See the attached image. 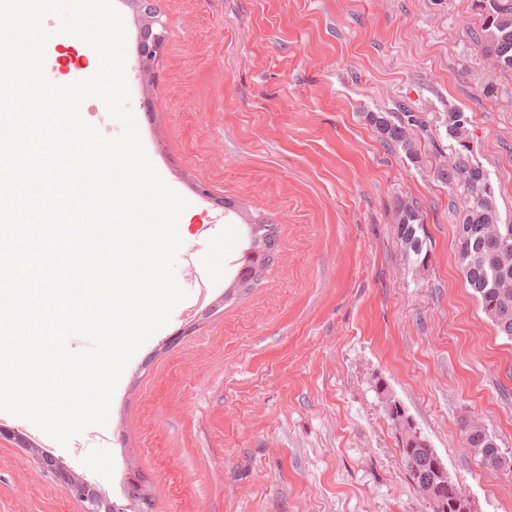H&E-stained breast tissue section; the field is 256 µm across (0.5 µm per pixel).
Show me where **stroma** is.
Returning a JSON list of instances; mask_svg holds the SVG:
<instances>
[{"mask_svg": "<svg viewBox=\"0 0 512 512\" xmlns=\"http://www.w3.org/2000/svg\"><path fill=\"white\" fill-rule=\"evenodd\" d=\"M114 4L144 147L188 200L183 244L200 246L215 286L136 352L99 435L63 446L0 414V512H84L59 468L120 507L137 491L153 512H430L390 400L471 512H512V474L484 466L459 431L477 417L512 456V340L465 283L431 168L448 152L444 114L467 112L512 224V81L472 41L479 0H155L167 43L148 71L145 14ZM96 68L80 39L46 48L52 82ZM401 102L428 125L418 164L364 118ZM399 198L424 224L417 271L395 235ZM258 220L276 224L278 252L246 291L235 275Z\"/></svg>", "mask_w": 512, "mask_h": 512, "instance_id": "1", "label": "stroma"}]
</instances>
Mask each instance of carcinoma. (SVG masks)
Segmentation results:
<instances>
[{
    "mask_svg": "<svg viewBox=\"0 0 512 512\" xmlns=\"http://www.w3.org/2000/svg\"><path fill=\"white\" fill-rule=\"evenodd\" d=\"M484 15L473 41L489 58L494 70L512 78V0H481ZM367 122L390 148L407 158L418 159L414 130L425 121L400 103L395 112H368ZM470 117L461 110L445 114L442 126L448 137V156L435 166L436 179L448 187V206L458 216L455 251L469 288L498 334L512 340V224L499 223L494 191L487 171L474 159L470 145ZM396 236L401 251L420 268L428 259L423 224L414 204L399 199L395 204ZM274 225L259 220L251 225L250 249L258 259H248L238 273V282L248 290L260 280L259 271L273 260ZM401 431L400 456L405 474L429 504L431 512H470L461 485L448 482V470L428 440L417 433L408 415L387 410ZM459 429L465 444L482 463L500 468L512 465V457L498 447L483 422L461 419Z\"/></svg>",
    "mask_w": 512,
    "mask_h": 512,
    "instance_id": "cac0c4a2",
    "label": "carcinoma"
}]
</instances>
